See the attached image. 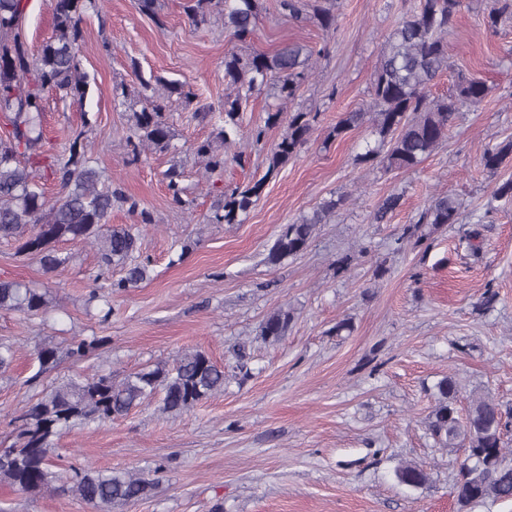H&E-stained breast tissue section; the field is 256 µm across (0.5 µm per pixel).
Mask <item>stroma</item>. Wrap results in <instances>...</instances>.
Returning <instances> with one entry per match:
<instances>
[{
	"instance_id": "stroma-1",
	"label": "stroma",
	"mask_w": 512,
	"mask_h": 512,
	"mask_svg": "<svg viewBox=\"0 0 512 512\" xmlns=\"http://www.w3.org/2000/svg\"><path fill=\"white\" fill-rule=\"evenodd\" d=\"M25 46L37 56L53 34L52 0H25ZM418 0H337L336 30L282 13L260 0L250 44L225 29L221 14L193 26L187 0H160V17L142 14L138 0H93L84 12L82 69L90 85L82 103L48 95L43 149L67 158L71 138L126 200L109 223L141 222L149 213L137 256L149 277L137 287L86 299L99 255L81 242L59 246L69 263L45 272L37 259L0 240V278L43 288L49 319L0 311V339L17 359L0 374V448L16 440L14 416L43 389L77 376L120 379L158 361L202 350L223 363L222 393L176 415L145 404L102 426L78 428L59 440L61 473L70 467L143 472L155 482L142 501L112 512H457L452 495L464 452L439 447L426 422L443 377L466 396L496 400L512 444V202L497 201L512 165L490 174L484 146L512 138V21L488 28L485 0H463L448 37L455 67L483 78L490 91L462 109L447 139L409 171L380 161L359 162L372 136L367 126L335 138L348 112L366 108L389 33ZM286 42L313 50L308 78L285 112L317 116L312 134L240 224L210 216L225 188L265 178L268 158L285 131L265 127L266 93L250 98L234 158L211 172L193 146L219 141L224 128V55L272 52ZM192 86L197 98H166L172 132L166 151L133 153L131 118L141 110L140 79ZM261 139H252L255 129ZM177 168L184 206L172 204L166 172ZM399 207L384 223L373 214L390 194ZM451 195L460 220L422 243L403 240L431 197ZM343 203L318 225L308 248L277 265L266 261L282 225L312 214L331 197ZM480 233L472 254L463 233ZM384 265L382 278L373 275ZM494 302L482 307L486 292ZM290 310L279 341L266 342L268 314ZM347 320L351 330L336 332ZM98 335L101 354L61 359L40 371L38 344ZM405 463L429 475L420 489L395 475ZM0 512H92L72 494L50 488L24 493L0 485Z\"/></svg>"
}]
</instances>
